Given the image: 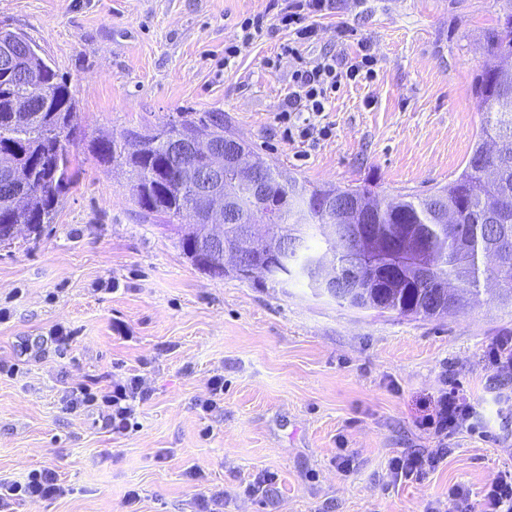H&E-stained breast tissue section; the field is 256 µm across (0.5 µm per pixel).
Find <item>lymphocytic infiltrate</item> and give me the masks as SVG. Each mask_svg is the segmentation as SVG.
Instances as JSON below:
<instances>
[{
  "label": "lymphocytic infiltrate",
  "mask_w": 512,
  "mask_h": 512,
  "mask_svg": "<svg viewBox=\"0 0 512 512\" xmlns=\"http://www.w3.org/2000/svg\"><path fill=\"white\" fill-rule=\"evenodd\" d=\"M332 6L333 0H292L281 14L280 21L294 29L297 39L307 40L316 34L311 17L322 15ZM372 61V56L364 52L344 64L334 54L321 56L313 62H300L293 74L296 92L289 96L287 110L278 113V120L287 123L289 130L295 131L301 140H318L326 130L319 127L316 119L324 112L331 93L344 80L356 78ZM143 398L139 377L131 376L113 382L111 389L100 393L91 392L85 386L69 388L63 402L70 412L94 404L101 405L113 432L125 434L134 429L135 405ZM478 421L475 405L460 397L455 390L441 395L432 413L422 419L423 425L449 433L472 429ZM447 456V449L438 448L427 454L408 453L393 457L388 464V476L394 484L422 478L435 470ZM64 492L55 468L34 469L21 481L0 480V512H13L15 504L26 500H52ZM426 512H512V470L501 471L480 501H473L467 488L456 486L449 490L447 500L429 502Z\"/></svg>",
  "instance_id": "obj_1"
}]
</instances>
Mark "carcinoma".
Segmentation results:
<instances>
[{"mask_svg":"<svg viewBox=\"0 0 512 512\" xmlns=\"http://www.w3.org/2000/svg\"><path fill=\"white\" fill-rule=\"evenodd\" d=\"M488 47L499 60L507 77L502 84L479 70L473 78V93L484 114L478 139L465 167L456 179L426 195L403 193L395 201L373 195L370 185H356L346 192L380 207L373 223L384 233L403 224H426L436 257L435 275L446 283L455 282L447 310L428 309V289L416 281L403 280L397 288H371L363 309L395 312L403 317H445L465 310L479 294L481 282L497 275L502 281L495 299L512 307V14L488 35ZM14 50V58H0V147L14 145L15 160L29 168L28 186L21 208L13 207L14 192L0 184V239L14 240L15 224L31 226L36 241L53 223L55 214L75 175L71 146L74 144L76 100L68 81L40 54L39 47L24 35L0 30V49ZM31 81L43 86V93L29 97L34 104V120L24 124L14 110L16 95ZM224 133V114L188 112L177 122L163 123L148 133L134 129L124 132V144L112 138L91 142V150L103 164L124 169L129 191L146 220L160 219L178 226V243L191 264L209 274L205 264L189 249L196 225L205 223L201 212L190 206L172 168L166 149L171 134ZM265 205L255 215L261 224H275L287 230L291 211L304 200L309 208L332 191L314 185L291 172L265 168ZM501 196L508 198L506 222L489 224L486 205ZM451 214L448 231L438 228L437 214ZM301 248L310 254L332 251L335 262L348 259L353 245L332 240L320 232L302 238ZM276 258L258 245L249 250V263L257 271Z\"/></svg>","mask_w":512,"mask_h":512,"instance_id":"obj_1","label":"carcinoma"}]
</instances>
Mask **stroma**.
<instances>
[{"label": "stroma", "mask_w": 512, "mask_h": 512, "mask_svg": "<svg viewBox=\"0 0 512 512\" xmlns=\"http://www.w3.org/2000/svg\"><path fill=\"white\" fill-rule=\"evenodd\" d=\"M287 0H0V27L41 48L78 101V179L38 242L0 250V479L57 467L68 493L16 512H192L198 486L224 512H422L451 486L473 500L512 468V371L486 352L512 336V308L488 293L460 313L414 319L354 311L303 282L260 288L199 272L169 229L143 220L120 169L92 139L182 112H220L270 165L317 185L372 183L420 195L462 171L483 115L472 93L492 65L486 36L512 0H335L299 57L282 53ZM263 24L231 59L245 20ZM367 45L371 76L341 85L314 143L276 115L299 61ZM71 333L70 344L51 338ZM137 375L146 392L123 435L63 393ZM224 404L204 413L213 377ZM456 389L476 430L440 436L421 420ZM448 449L423 479L390 483L388 462ZM350 459L349 470L339 467ZM265 492L248 488L263 474Z\"/></svg>", "instance_id": "obj_1"}]
</instances>
